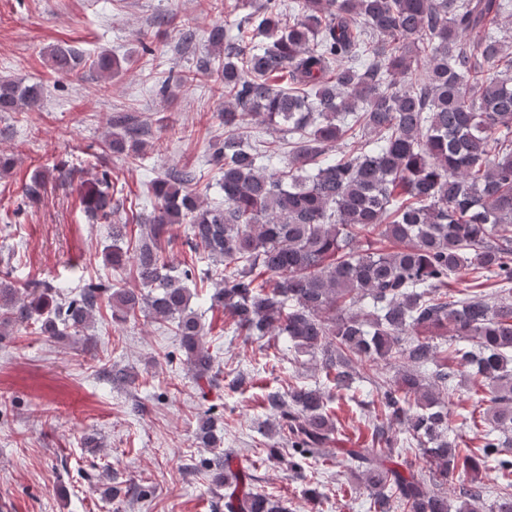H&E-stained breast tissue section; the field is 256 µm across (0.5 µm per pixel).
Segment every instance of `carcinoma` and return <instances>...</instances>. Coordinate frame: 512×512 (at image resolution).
<instances>
[{
  "label": "carcinoma",
  "mask_w": 512,
  "mask_h": 512,
  "mask_svg": "<svg viewBox=\"0 0 512 512\" xmlns=\"http://www.w3.org/2000/svg\"><path fill=\"white\" fill-rule=\"evenodd\" d=\"M246 0L232 27L209 33L210 57L176 77L216 75L224 96V139L215 143L224 205L208 207L192 189L196 175L174 170L152 184L158 205L136 214L134 246L112 226L106 261L130 262L141 288L89 281L73 298L53 286L0 278V335L32 320L47 336L88 330L100 302L124 320L148 308L173 323L190 370L211 382L215 358L205 347L189 285L213 269L172 266L162 244L172 226L189 225L191 249L224 267L214 306L237 336H285L320 356L326 384L351 392L362 368L379 380L380 362L398 366L381 384L375 448H344L371 489L367 512H512V0ZM48 58L67 75L82 53L55 45ZM128 60L102 52L100 77ZM37 85L0 80V112L34 105ZM298 136L287 151L248 142L243 120ZM106 141L133 161L144 143L123 125ZM342 142L345 149L333 150ZM111 176L103 172L81 198L93 218L112 212ZM452 332L445 345L435 337ZM472 370L482 396L469 421L470 445L454 433L448 400L457 373ZM288 436V464L314 457L335 440L338 418L319 385L272 395ZM400 424L403 446L387 424ZM199 439L217 447L214 419ZM416 447L428 475L402 457ZM498 482L482 480L486 468ZM462 477L452 507L441 486ZM213 485L229 491L228 512H283L258 492L228 456L210 465ZM490 508H485L488 497Z\"/></svg>",
  "instance_id": "1"
}]
</instances>
